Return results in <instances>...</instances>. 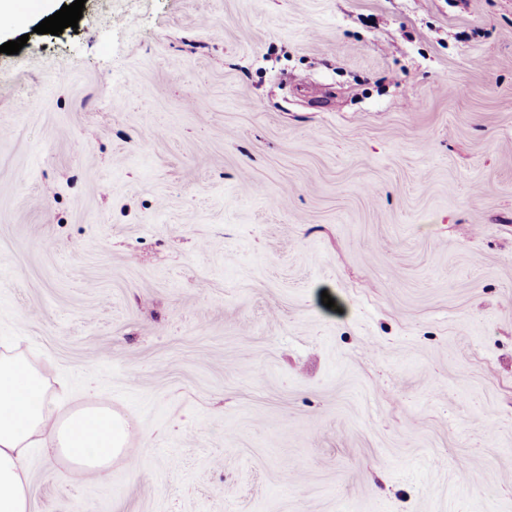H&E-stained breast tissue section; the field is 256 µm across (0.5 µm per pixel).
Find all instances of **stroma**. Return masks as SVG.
<instances>
[{"label":"stroma","mask_w":512,"mask_h":512,"mask_svg":"<svg viewBox=\"0 0 512 512\" xmlns=\"http://www.w3.org/2000/svg\"><path fill=\"white\" fill-rule=\"evenodd\" d=\"M41 20L0 28V352L130 432L30 449L31 512H512V0Z\"/></svg>","instance_id":"35a3bbf8"}]
</instances>
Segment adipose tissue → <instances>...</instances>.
Listing matches in <instances>:
<instances>
[{"label": "adipose tissue", "instance_id": "ef3b65f1", "mask_svg": "<svg viewBox=\"0 0 512 512\" xmlns=\"http://www.w3.org/2000/svg\"><path fill=\"white\" fill-rule=\"evenodd\" d=\"M42 375L24 358L0 354V512H30L25 459L41 436L70 464L102 471L121 456L127 424L106 408L58 416Z\"/></svg>", "mask_w": 512, "mask_h": 512}]
</instances>
